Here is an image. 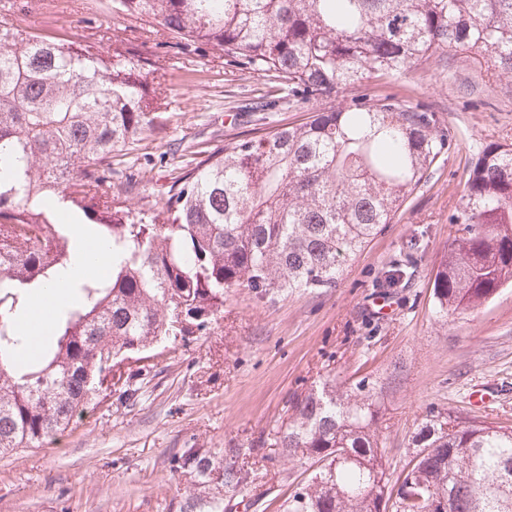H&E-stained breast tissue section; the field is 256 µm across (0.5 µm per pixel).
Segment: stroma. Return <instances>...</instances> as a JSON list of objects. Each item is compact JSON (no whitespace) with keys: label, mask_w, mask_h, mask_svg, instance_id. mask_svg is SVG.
Instances as JSON below:
<instances>
[{"label":"stroma","mask_w":512,"mask_h":512,"mask_svg":"<svg viewBox=\"0 0 512 512\" xmlns=\"http://www.w3.org/2000/svg\"><path fill=\"white\" fill-rule=\"evenodd\" d=\"M115 0H36L0 21L74 41L110 47L113 26L154 43L147 22L117 14ZM162 130L119 159L134 175V217L160 208V169L190 165L252 126L298 123L303 107L274 101L266 72L224 65L202 52L167 45ZM387 93L432 104L457 136L449 157L408 199L393 224L349 262L336 286L260 300L246 288L224 295V318L187 342L166 343L140 364L131 398L100 390L85 417L60 438L0 457V512H178L186 480L169 468L183 448L273 449L275 431L294 397L320 377L365 384L381 397L380 425L389 470L400 473L410 439L431 408L512 423V288L474 312L441 323L432 313V282L457 230L448 217L461 204L466 169L478 149L512 143V81L474 52L438 53ZM266 110L234 123L238 107ZM419 237L401 287L382 281L402 248ZM389 301L385 314L372 302ZM309 460L276 458L247 484L224 493V512H282L305 484Z\"/></svg>","instance_id":"1"}]
</instances>
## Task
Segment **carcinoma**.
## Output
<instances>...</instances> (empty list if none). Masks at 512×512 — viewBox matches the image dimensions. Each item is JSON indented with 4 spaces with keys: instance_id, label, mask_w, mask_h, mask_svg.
<instances>
[{
    "instance_id": "carcinoma-1",
    "label": "carcinoma",
    "mask_w": 512,
    "mask_h": 512,
    "mask_svg": "<svg viewBox=\"0 0 512 512\" xmlns=\"http://www.w3.org/2000/svg\"><path fill=\"white\" fill-rule=\"evenodd\" d=\"M174 40L267 72L305 121L229 142L172 177L150 223L112 185V158L153 131L160 68L112 29V50L0 24V455L65 432L124 359L190 339L224 313V291L260 299L332 288L418 189L455 135L428 103L372 94L438 51L470 50L512 78V0H117ZM112 244V272L72 288L40 343L20 329L32 295L71 262L73 217ZM461 229L435 272L437 318L473 311L512 286V143L472 162ZM387 277L397 284L417 242ZM379 396L326 377L291 401L275 445L321 463L283 512H512V427L429 410L412 436L408 479H393ZM178 512H224V488L251 471L224 451L185 448Z\"/></svg>"
}]
</instances>
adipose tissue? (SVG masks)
<instances>
[{
	"label": "adipose tissue",
	"instance_id": "ef3b65f1",
	"mask_svg": "<svg viewBox=\"0 0 512 512\" xmlns=\"http://www.w3.org/2000/svg\"><path fill=\"white\" fill-rule=\"evenodd\" d=\"M73 233L79 243L74 262L59 276L48 292L38 294L32 302L30 318L38 327L48 326L51 312L70 302L71 285L112 266L111 246L101 241L90 247L85 246L87 232L82 227H74Z\"/></svg>",
	"mask_w": 512,
	"mask_h": 512
}]
</instances>
